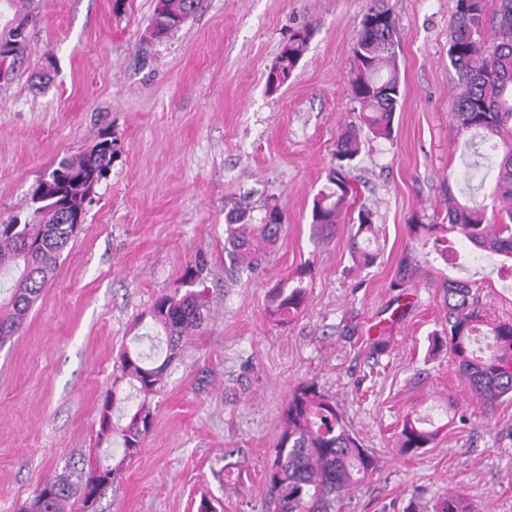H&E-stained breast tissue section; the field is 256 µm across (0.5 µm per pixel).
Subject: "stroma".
Wrapping results in <instances>:
<instances>
[{
	"label": "stroma",
	"instance_id": "stroma-1",
	"mask_svg": "<svg viewBox=\"0 0 512 512\" xmlns=\"http://www.w3.org/2000/svg\"><path fill=\"white\" fill-rule=\"evenodd\" d=\"M457 0H388L399 21L400 99L392 139L362 132L346 219L372 212L380 256L353 267L348 224L312 237L311 209L326 191L336 140L356 121L352 48L372 0H202L168 40L148 37L155 0H0V32L28 17L27 48L0 80V222L26 220L36 180L100 132L119 149L95 189L81 231L10 343L0 347V512H18L67 461L96 451L119 465L95 512H273L265 467L293 389L328 395L378 470L343 497L340 512H432L446 490L471 512H512V400L487 407L463 383L447 348L441 293L429 277L391 281L419 214L438 216L448 194L482 200L485 165L452 133L457 75L448 59ZM313 35L288 81L267 74L298 29ZM278 206L285 229L252 275L224 254V215ZM204 257L209 321L150 396L154 419L137 454L99 442L104 397L118 387L114 426L141 395L119 381L121 356L165 355L148 312ZM460 276L480 281L488 314L512 320V277L472 250ZM313 274L304 310L279 325L270 289L298 267ZM386 350L371 354L372 338ZM247 374L250 387L234 384ZM459 404L464 423L447 422ZM445 428L429 447L397 445L405 416Z\"/></svg>",
	"mask_w": 512,
	"mask_h": 512
}]
</instances>
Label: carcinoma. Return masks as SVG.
<instances>
[{"mask_svg": "<svg viewBox=\"0 0 512 512\" xmlns=\"http://www.w3.org/2000/svg\"><path fill=\"white\" fill-rule=\"evenodd\" d=\"M201 0H155L151 36L161 41L179 30L174 18L194 15ZM398 19L387 0H374L365 13L353 46L354 67L349 81L352 99L361 107L359 123L348 125L336 143V166L331 170V191L313 201L311 225L317 240L331 239L341 224L342 204L348 198L352 162L362 149L361 131L376 138L391 139L400 95L396 65ZM494 27V35L486 29ZM312 31L292 34L266 78V90H278L291 76ZM13 46L10 65L26 48V37L14 26L0 35V45ZM448 58L455 69L461 92L452 113L456 134L480 137L493 157V189L490 202L460 203L448 192V206L441 221L425 224L415 215L408 225L409 245L403 250L390 287L404 288L438 265L442 300L446 308L445 338L462 381L488 407L504 397L512 398V320L491 319L485 313L479 289L468 279L450 278L448 267L465 259L456 242L469 244L499 261V271L512 276V0H497L488 13V0H457L450 26ZM112 158L94 150L63 157L46 171L49 179L67 171L90 176L108 168ZM35 219L25 224H0V275H13L8 295L0 298V347L21 329L29 310L52 279L61 252L79 224H64L53 203L38 205ZM224 252L239 272L252 273L284 231L283 213L273 206L257 224L243 209L224 217ZM347 246L355 266H373L379 251L371 248L374 237L372 213L360 210L352 225ZM312 274L305 265L274 285L267 310L280 323L297 316L306 303L305 280ZM154 325L165 336L162 362H151L138 351L122 355V378L151 395L165 371L179 354L182 342L201 329L208 319V304L202 291L182 296L162 295L150 312ZM116 394L110 391L102 404L100 432L108 437L119 432L124 455L110 469L117 474L124 460L133 457L149 432L153 413L142 401L129 422L117 429L112 424ZM283 426L266 466V489L274 512H338L343 495L368 479L377 469L376 457L362 447L348 430L336 406L313 383H303L291 392L283 413ZM441 427L428 419L408 416L402 423L398 444L405 451L426 448ZM90 470L80 469L77 478L64 471L43 481L19 512H68L75 501L82 512L89 509L90 496L97 498L108 488L89 489ZM433 512H469L464 500L448 491L436 500Z\"/></svg>", "mask_w": 512, "mask_h": 512, "instance_id": "cac0c4a2", "label": "carcinoma"}]
</instances>
